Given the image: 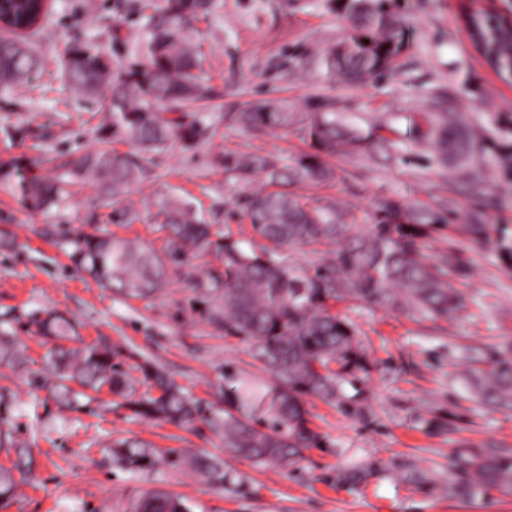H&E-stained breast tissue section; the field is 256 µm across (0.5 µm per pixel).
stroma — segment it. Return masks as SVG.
Wrapping results in <instances>:
<instances>
[{
  "label": "stroma",
  "instance_id": "1",
  "mask_svg": "<svg viewBox=\"0 0 512 512\" xmlns=\"http://www.w3.org/2000/svg\"><path fill=\"white\" fill-rule=\"evenodd\" d=\"M142 3L53 0L33 38L41 66L0 95V160L50 153L74 161L97 149L96 107L66 85L60 59L66 46L93 42L113 61H133L146 23ZM214 3L191 23L199 76L211 94L195 115L193 148L176 143L144 154L139 182L109 206L83 190L62 209L35 213L0 187V241L13 243L0 248V336L23 345L29 360L25 372L0 367V468H13L20 442L34 457L7 512H133L140 496L157 490L181 497L190 512H512V496L451 500L437 489L451 449L512 450V409L469 398L463 359L465 350L488 357L512 342V83L472 50L459 0H393L411 19L408 45L390 70L357 87L321 61L325 47L353 31L347 0ZM260 99L284 100L292 112H334L373 133L364 150L331 159L330 183L303 195L334 201L363 233L378 224L380 202L399 203L411 247L451 260L448 280L465 302L456 316L438 320L333 303V313L353 322L369 360L362 409L309 399L326 445L288 468L233 456L204 421L182 428L141 420L106 389L85 410H69L30 382L46 352L36 322L54 310L76 323L68 348L104 341L121 351L134 377L138 364L152 361L206 409L223 408L230 384L265 383L250 346L197 310L194 283L220 268L215 255L170 266L167 287L137 299L76 273L64 244L74 231L104 229L163 249L159 205L168 197L190 202L204 223L233 239H253L244 205L262 177L225 171V157L261 155L290 167L309 149L297 129L273 134L239 125L238 112ZM431 112L454 113L474 133L465 166L440 168L436 151L421 142L418 124ZM475 224L485 234L473 233ZM117 439L151 444L156 466L120 469L110 451ZM196 454L223 460L234 485L222 490L203 480L188 464ZM375 457L395 460L396 470L357 488L337 484L339 470Z\"/></svg>",
  "mask_w": 512,
  "mask_h": 512
}]
</instances>
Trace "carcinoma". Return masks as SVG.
<instances>
[{"mask_svg": "<svg viewBox=\"0 0 512 512\" xmlns=\"http://www.w3.org/2000/svg\"><path fill=\"white\" fill-rule=\"evenodd\" d=\"M10 22L29 33L37 27L41 4L37 0H8ZM213 0H165L151 6L147 32L139 60L127 68H112V58L92 43L68 47L64 70L68 81L88 94L103 84L109 95L99 100L109 122L97 128L99 147L73 165L59 163L46 154L33 163L24 157L0 162V184L10 188L30 210L45 211L65 204L78 185L95 191L107 202L124 194L143 171L141 157L112 149L121 139L142 152L162 150L175 140L185 146L198 137L191 113L208 100L206 87L194 74L196 49L189 24L211 12ZM357 33L324 51L323 64L351 84H359L389 70L409 38L407 18L394 13L387 0H351ZM41 64L23 42L0 39V94L24 84L28 74ZM245 127L267 132L296 126L309 140L312 153L297 159L287 172L267 157L227 156L224 169L243 176L264 175V185L246 201V212L255 236L267 241L256 251H247L227 238L213 224L197 222L191 205L176 198L160 207L169 248L153 249L110 233H76L70 259L75 269L96 283L119 288L131 296L147 297L166 284L168 266L184 263L199 252L216 254L222 268L209 273L196 288L216 301L209 318L224 322L228 334L251 346L269 380L254 394V412L245 413V393L224 392V414H215L209 424L224 434V446L256 464L294 466L310 448L325 447L324 437L310 426L306 399L319 398L332 404L353 406L344 384L364 382L369 361L357 340L353 322L331 312L330 302L352 301L387 310H407L423 318H448L464 304L462 295L448 283V261L428 260L408 248L403 238L408 225L393 201L381 206L385 219L365 236L350 234L332 204L309 206L281 186L286 182L318 185L329 180L332 169L325 158L351 155L361 150L372 133L345 124L334 112H290L288 105L262 100L238 113ZM428 137L441 166L448 165V150L465 161L471 138L448 112H433ZM334 244L333 258L312 269L288 262L281 249L300 246L313 254ZM47 340L68 339L75 323L52 312L38 324ZM118 352L102 343L86 344L70 351L51 347L44 357L45 373L36 377L60 402L84 407L75 382L93 391L103 386L122 396L124 406L139 418L175 424L191 423L203 409L153 364L141 366L148 391L139 395L121 365L113 362ZM464 374L466 387L479 404L512 407V344L497 351L489 361L471 359ZM0 365H25L22 352L0 342ZM160 395L155 396L151 390ZM112 455L130 471L152 469L157 464L153 449L144 443L119 440ZM207 482L222 487L228 481L224 465L205 456L191 460ZM392 470V465L374 458L343 469L337 481L350 487L367 484ZM17 482L12 471L0 469V512L15 498ZM495 490L512 494V451L468 448L459 450L448 468V497L470 499ZM134 512H189L181 500L162 491L142 496Z\"/></svg>", "mask_w": 512, "mask_h": 512, "instance_id": "1", "label": "carcinoma"}]
</instances>
